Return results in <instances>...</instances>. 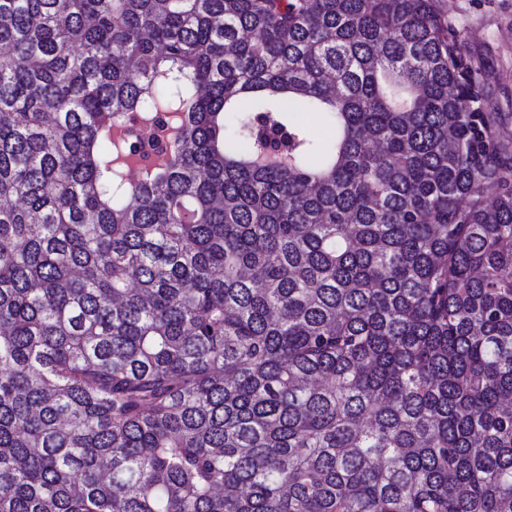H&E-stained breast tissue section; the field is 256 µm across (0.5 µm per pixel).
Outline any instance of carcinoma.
<instances>
[{
    "label": "carcinoma",
    "mask_w": 512,
    "mask_h": 512,
    "mask_svg": "<svg viewBox=\"0 0 512 512\" xmlns=\"http://www.w3.org/2000/svg\"><path fill=\"white\" fill-rule=\"evenodd\" d=\"M438 2L0 0V512H512V127Z\"/></svg>",
    "instance_id": "cac0c4a2"
}]
</instances>
